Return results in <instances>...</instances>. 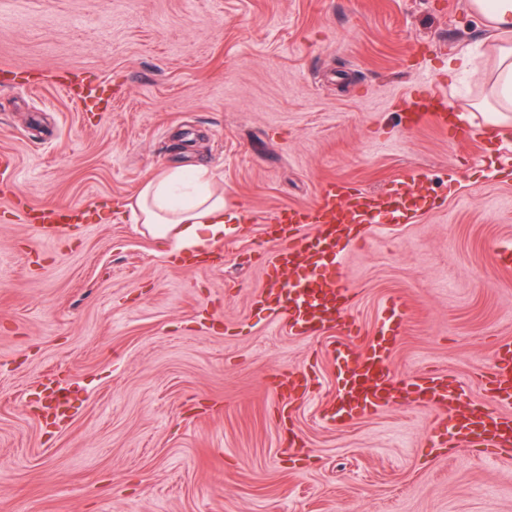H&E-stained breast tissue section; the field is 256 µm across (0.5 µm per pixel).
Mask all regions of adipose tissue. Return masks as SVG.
Listing matches in <instances>:
<instances>
[{
  "label": "adipose tissue",
  "mask_w": 512,
  "mask_h": 512,
  "mask_svg": "<svg viewBox=\"0 0 512 512\" xmlns=\"http://www.w3.org/2000/svg\"><path fill=\"white\" fill-rule=\"evenodd\" d=\"M470 7L505 40L493 90L497 111L512 112V0H470ZM128 215L130 223L144 225L161 241L170 256L216 246L229 231L224 196L210 188L203 168H178L147 179Z\"/></svg>",
  "instance_id": "ef3b65f1"
}]
</instances>
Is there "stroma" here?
<instances>
[{
  "mask_svg": "<svg viewBox=\"0 0 512 512\" xmlns=\"http://www.w3.org/2000/svg\"><path fill=\"white\" fill-rule=\"evenodd\" d=\"M469 0H0V512H512V453L431 446L405 403L334 428L340 351L383 333L395 386L447 372L485 397L512 340V136L461 146L407 128L431 85L487 128L498 38ZM464 57L452 72L448 58ZM101 86L89 113L57 86ZM205 167L234 229L209 256L162 255L127 220L142 181ZM418 177V217L364 228L353 289L321 336L256 304L264 220L329 180ZM31 205L83 214L65 234ZM308 385L281 414L277 384ZM55 376L73 408L49 426ZM77 217L76 211L71 207L46 205L24 212L20 220L25 224L38 223L45 230H54L59 224H70Z\"/></svg>",
  "mask_w": 512,
  "mask_h": 512,
  "instance_id": "1",
  "label": "stroma"
}]
</instances>
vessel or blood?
<instances>
[{
	"label": "vessel or blood",
	"instance_id": "obj_1",
	"mask_svg": "<svg viewBox=\"0 0 512 512\" xmlns=\"http://www.w3.org/2000/svg\"><path fill=\"white\" fill-rule=\"evenodd\" d=\"M61 90L84 111L101 108L103 97L92 85L68 83ZM402 118L408 127L432 125L462 142L476 136L472 127L451 126L445 96L430 86L410 97ZM382 214L400 223L416 216L411 199L401 189L371 193L333 180L325 182L313 206L272 213L267 222L274 248L259 304L282 315L285 328L299 335L318 336L334 328L337 313L346 309L352 294L336 258L357 241L361 227ZM76 217L71 207L46 205L24 212L21 221L53 230ZM302 224L317 225V233H300ZM495 352L494 369L485 384L486 399L469 412L458 413L460 397L449 392L447 374L431 373L410 385L417 405L447 414L459 442L493 454L512 450V417L500 411L501 406L512 403V342L497 344ZM339 383V401L326 414L336 426L346 425L356 412H374L397 402L387 349L380 343L372 345L365 355L352 358L341 369Z\"/></svg>",
	"mask_w": 512,
	"mask_h": 512
}]
</instances>
